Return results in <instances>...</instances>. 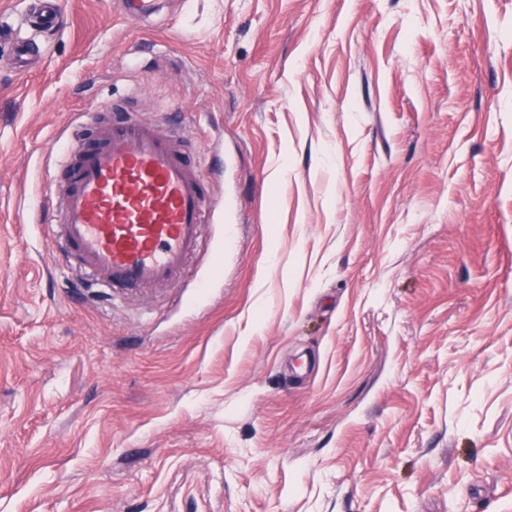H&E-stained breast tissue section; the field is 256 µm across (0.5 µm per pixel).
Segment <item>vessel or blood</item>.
<instances>
[{
    "label": "vessel or blood",
    "instance_id": "obj_1",
    "mask_svg": "<svg viewBox=\"0 0 512 512\" xmlns=\"http://www.w3.org/2000/svg\"><path fill=\"white\" fill-rule=\"evenodd\" d=\"M61 0H40L37 26L57 24ZM221 172L205 173L180 135L130 112L98 118L67 149L48 226L55 251L116 295L165 288L189 273L224 218L214 196Z\"/></svg>",
    "mask_w": 512,
    "mask_h": 512
}]
</instances>
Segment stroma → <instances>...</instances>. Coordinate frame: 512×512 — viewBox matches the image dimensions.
Wrapping results in <instances>:
<instances>
[{
	"label": "stroma",
	"mask_w": 512,
	"mask_h": 512,
	"mask_svg": "<svg viewBox=\"0 0 512 512\" xmlns=\"http://www.w3.org/2000/svg\"><path fill=\"white\" fill-rule=\"evenodd\" d=\"M30 7L0 0V512H512V0ZM133 96L224 167L206 293L54 259L66 137ZM41 3L34 13V23L39 27L50 28L58 23L61 0H39Z\"/></svg>",
	"instance_id": "35a3bbf8"
}]
</instances>
